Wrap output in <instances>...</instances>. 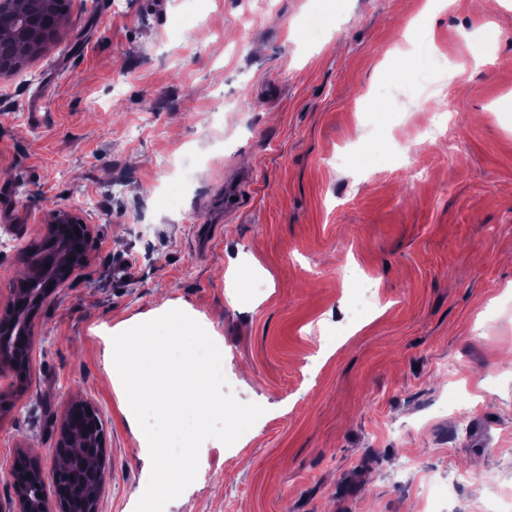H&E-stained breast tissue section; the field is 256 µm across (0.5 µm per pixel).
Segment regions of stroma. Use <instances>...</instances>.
<instances>
[{
	"mask_svg": "<svg viewBox=\"0 0 512 512\" xmlns=\"http://www.w3.org/2000/svg\"><path fill=\"white\" fill-rule=\"evenodd\" d=\"M68 4L0 75V312L51 211L88 224L89 261L35 317L26 379L0 363V469L51 478L82 402L99 512H135L152 461L112 329L188 307L265 412L205 441L165 512H512V0ZM438 61L458 70L430 90Z\"/></svg>",
	"mask_w": 512,
	"mask_h": 512,
	"instance_id": "obj_1",
	"label": "stroma"
}]
</instances>
